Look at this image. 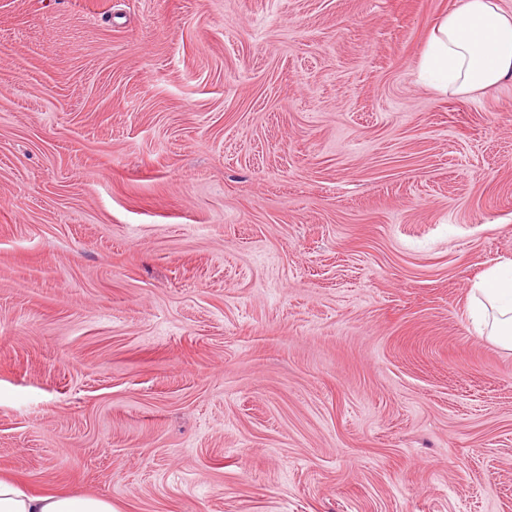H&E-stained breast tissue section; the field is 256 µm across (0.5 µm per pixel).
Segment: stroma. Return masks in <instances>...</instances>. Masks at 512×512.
Returning a JSON list of instances; mask_svg holds the SVG:
<instances>
[{
	"label": "stroma",
	"mask_w": 512,
	"mask_h": 512,
	"mask_svg": "<svg viewBox=\"0 0 512 512\" xmlns=\"http://www.w3.org/2000/svg\"><path fill=\"white\" fill-rule=\"evenodd\" d=\"M456 0H0V476L116 512H512V81ZM419 69L434 90L460 97L512 80V12L500 0H457L432 28ZM475 324L502 349L512 351V265L489 270L471 288Z\"/></svg>",
	"instance_id": "obj_1"
}]
</instances>
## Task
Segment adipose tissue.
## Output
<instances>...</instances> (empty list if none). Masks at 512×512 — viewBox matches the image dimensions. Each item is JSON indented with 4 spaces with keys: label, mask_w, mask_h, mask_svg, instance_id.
Wrapping results in <instances>:
<instances>
[{
    "label": "adipose tissue",
    "mask_w": 512,
    "mask_h": 512,
    "mask_svg": "<svg viewBox=\"0 0 512 512\" xmlns=\"http://www.w3.org/2000/svg\"><path fill=\"white\" fill-rule=\"evenodd\" d=\"M419 69L437 92L467 97L512 80V12L500 0H457L429 34ZM475 324L512 351V266L489 270L471 288ZM0 512H114L109 500L34 494L0 477Z\"/></svg>",
    "instance_id": "ef3b65f1"
}]
</instances>
